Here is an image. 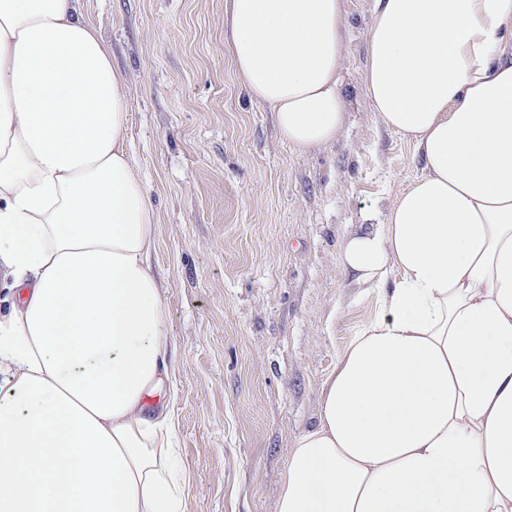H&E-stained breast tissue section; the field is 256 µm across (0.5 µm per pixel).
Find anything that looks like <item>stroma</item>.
<instances>
[{"instance_id": "1", "label": "stroma", "mask_w": 512, "mask_h": 512, "mask_svg": "<svg viewBox=\"0 0 512 512\" xmlns=\"http://www.w3.org/2000/svg\"><path fill=\"white\" fill-rule=\"evenodd\" d=\"M129 93L135 164L156 210L151 266L172 340L167 407L187 512H276L295 439L372 313L340 246L422 172L368 101L371 0H347V122L296 154L248 98L224 0H77Z\"/></svg>"}]
</instances>
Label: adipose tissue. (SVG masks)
Wrapping results in <instances>:
<instances>
[{"label":"adipose tissue","instance_id":"obj_1","mask_svg":"<svg viewBox=\"0 0 512 512\" xmlns=\"http://www.w3.org/2000/svg\"><path fill=\"white\" fill-rule=\"evenodd\" d=\"M75 0H0V512H186L127 87ZM346 0H225L298 153L346 122ZM363 80L424 170L342 242L373 313L277 512H512V0H374Z\"/></svg>","mask_w":512,"mask_h":512}]
</instances>
